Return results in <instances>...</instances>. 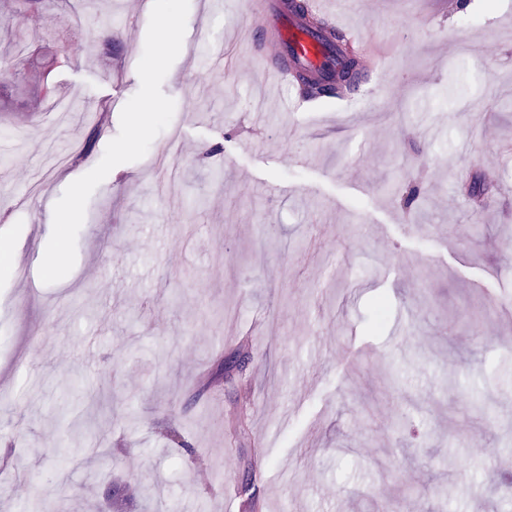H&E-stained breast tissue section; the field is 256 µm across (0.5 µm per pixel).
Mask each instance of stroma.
Masks as SVG:
<instances>
[{"mask_svg": "<svg viewBox=\"0 0 512 512\" xmlns=\"http://www.w3.org/2000/svg\"><path fill=\"white\" fill-rule=\"evenodd\" d=\"M320 2L390 77L369 65L351 100L284 113L298 84L271 78L270 34L246 40L265 0H190L162 84L173 119L94 191L49 285L48 213L118 134L150 11L0 17L17 256L0 275V512H512V0ZM218 53L223 73L197 71ZM50 55L47 99L32 76ZM476 176L478 223L460 192ZM74 430L98 445L58 462Z\"/></svg>", "mask_w": 512, "mask_h": 512, "instance_id": "stroma-1", "label": "stroma"}]
</instances>
